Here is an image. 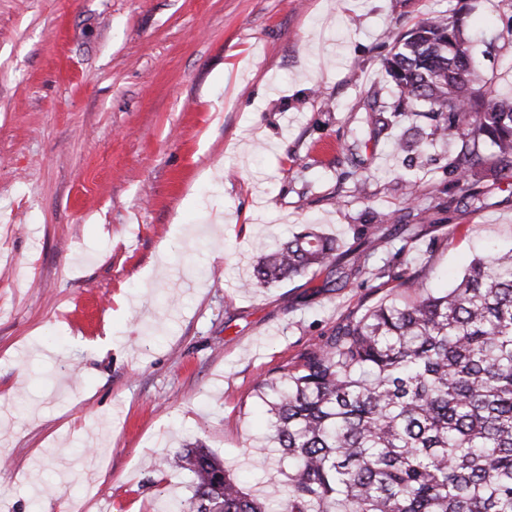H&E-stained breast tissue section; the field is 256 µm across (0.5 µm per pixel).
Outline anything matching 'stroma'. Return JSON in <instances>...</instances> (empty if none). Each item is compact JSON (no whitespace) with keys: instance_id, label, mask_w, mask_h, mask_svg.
I'll list each match as a JSON object with an SVG mask.
<instances>
[{"instance_id":"stroma-1","label":"stroma","mask_w":512,"mask_h":512,"mask_svg":"<svg viewBox=\"0 0 512 512\" xmlns=\"http://www.w3.org/2000/svg\"><path fill=\"white\" fill-rule=\"evenodd\" d=\"M453 9L512 97L506 0H0V512H169L191 489L167 460L197 441L263 494L288 466L261 375L394 292L344 272L446 288L512 246V177L468 194L459 142L413 169L403 124L369 138L394 35ZM308 228L339 268L246 288Z\"/></svg>"}]
</instances>
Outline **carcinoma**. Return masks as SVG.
I'll use <instances>...</instances> for the list:
<instances>
[{"label":"carcinoma","instance_id":"1","mask_svg":"<svg viewBox=\"0 0 512 512\" xmlns=\"http://www.w3.org/2000/svg\"><path fill=\"white\" fill-rule=\"evenodd\" d=\"M384 68L399 99L369 116L375 134L412 120L417 167L424 143L461 141L464 186L486 163L512 174V98L482 92L458 11L396 35ZM338 258L335 239L301 232L260 256L246 287ZM364 273L401 291L338 320L258 383L272 452L289 463L286 488L245 493L195 442L170 461L192 474L178 512H268L275 501L285 512H512V248L474 260L442 292L389 261L348 276Z\"/></svg>","mask_w":512,"mask_h":512}]
</instances>
